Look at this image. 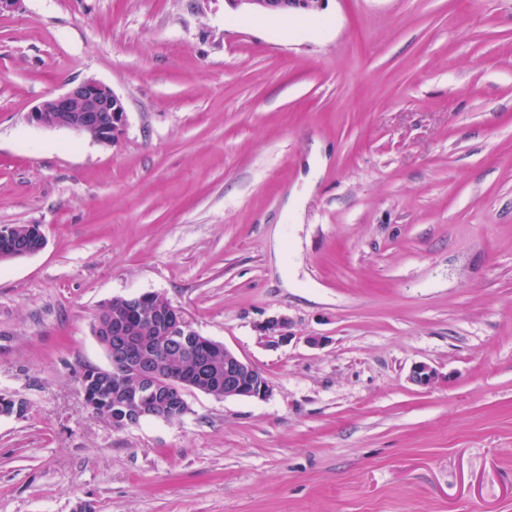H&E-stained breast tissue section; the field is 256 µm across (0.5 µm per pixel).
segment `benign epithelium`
<instances>
[{
    "mask_svg": "<svg viewBox=\"0 0 512 512\" xmlns=\"http://www.w3.org/2000/svg\"><path fill=\"white\" fill-rule=\"evenodd\" d=\"M235 11L250 14L313 13L323 9L325 0H226ZM28 121L46 129H69L94 141L113 145L126 124L122 99L108 86L86 79L66 92L32 108ZM14 227H0V261L35 255L46 245L43 232L36 244H18ZM94 335L104 349L108 368H95L81 377L84 403L93 402L99 386L110 387L112 426L122 430L161 410H174L181 418L188 412L186 394L192 390L218 398L266 400L271 395L265 377L248 361L225 345L198 334L184 311L157 294L144 293L126 300L114 311L105 304L98 316ZM160 337V347L148 349L143 337ZM224 350V367L214 365L209 353ZM436 371L428 364H415L409 379L429 386Z\"/></svg>",
    "mask_w": 512,
    "mask_h": 512,
    "instance_id": "benign-epithelium-1",
    "label": "benign epithelium"
}]
</instances>
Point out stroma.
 <instances>
[{
    "mask_svg": "<svg viewBox=\"0 0 512 512\" xmlns=\"http://www.w3.org/2000/svg\"><path fill=\"white\" fill-rule=\"evenodd\" d=\"M91 78L116 144L28 122ZM24 224L46 246L0 263V394L25 407L0 415V512H512V0H20L0 226ZM143 293L270 397L91 414L97 314ZM326 0H226L232 10L250 14L313 13L323 9Z\"/></svg>",
    "mask_w": 512,
    "mask_h": 512,
    "instance_id": "stroma-1",
    "label": "stroma"
}]
</instances>
